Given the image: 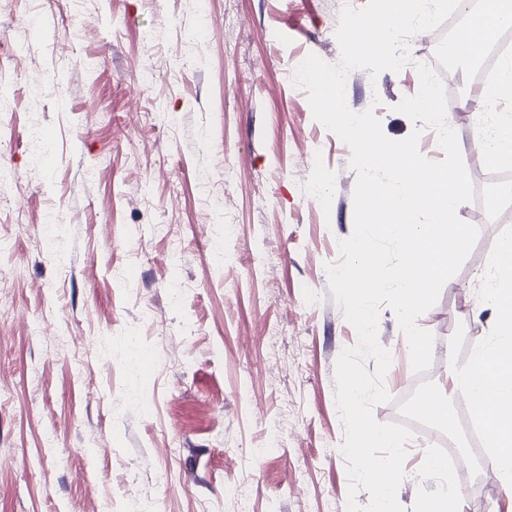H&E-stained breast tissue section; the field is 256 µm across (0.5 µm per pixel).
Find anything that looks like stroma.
<instances>
[{
  "instance_id": "35a3bbf8",
  "label": "stroma",
  "mask_w": 512,
  "mask_h": 512,
  "mask_svg": "<svg viewBox=\"0 0 512 512\" xmlns=\"http://www.w3.org/2000/svg\"><path fill=\"white\" fill-rule=\"evenodd\" d=\"M368 0H0V512H346L335 363L357 342L327 265L353 231L351 150L294 87L299 61L340 59L343 5ZM469 15L415 34L433 66L469 174L512 118L488 109L466 60L441 46ZM415 66L345 86L402 140ZM457 215L480 235L427 312L429 369L415 374L396 315L378 422L420 381L448 385L495 316L476 287L512 227V181L476 179ZM183 242L179 270L166 264ZM154 357L143 370L135 349ZM397 499L418 512L447 478L426 458L448 438L411 423ZM464 512H512L476 435Z\"/></svg>"
}]
</instances>
